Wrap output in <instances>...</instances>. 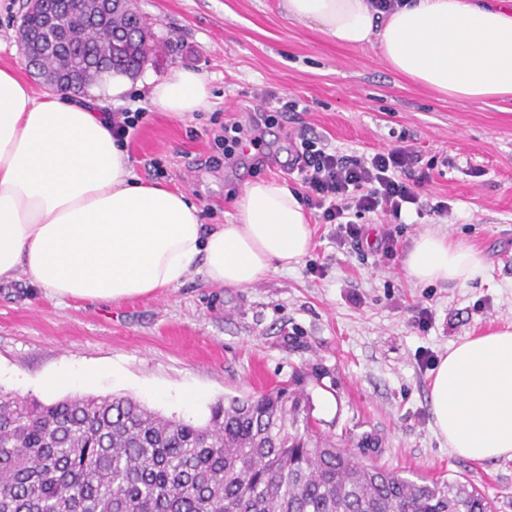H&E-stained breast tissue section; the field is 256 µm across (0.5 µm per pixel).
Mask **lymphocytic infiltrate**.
<instances>
[{
	"label": "lymphocytic infiltrate",
	"mask_w": 512,
	"mask_h": 512,
	"mask_svg": "<svg viewBox=\"0 0 512 512\" xmlns=\"http://www.w3.org/2000/svg\"><path fill=\"white\" fill-rule=\"evenodd\" d=\"M297 108L295 101L264 96L254 106L249 125H225L218 136L224 162L235 161L244 139L259 134L262 124L268 123L270 111ZM292 151L291 168L300 177L304 204L319 211L322 223L335 225L338 237L357 243L367 234L362 215L378 212L400 220L403 211L418 205V189L428 179L418 168L420 156L406 147L361 159L330 151L319 139L302 133L295 137Z\"/></svg>",
	"instance_id": "f902f5d3"
}]
</instances>
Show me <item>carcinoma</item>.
<instances>
[{
	"instance_id": "carcinoma-1",
	"label": "carcinoma",
	"mask_w": 512,
	"mask_h": 512,
	"mask_svg": "<svg viewBox=\"0 0 512 512\" xmlns=\"http://www.w3.org/2000/svg\"><path fill=\"white\" fill-rule=\"evenodd\" d=\"M93 9L54 7L53 27L22 17L47 84L142 68L152 34L139 15L91 23ZM306 379L219 401L204 425L129 396L43 404L0 391V512H494L469 483L412 480L337 446Z\"/></svg>"
}]
</instances>
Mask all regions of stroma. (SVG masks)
I'll list each match as a JSON object with an SVG mask.
<instances>
[{"label": "stroma", "instance_id": "obj_1", "mask_svg": "<svg viewBox=\"0 0 512 512\" xmlns=\"http://www.w3.org/2000/svg\"><path fill=\"white\" fill-rule=\"evenodd\" d=\"M26 0H0V66L30 72L19 50ZM157 39L115 112L143 115L125 149L134 175L186 193L205 224H225L246 183L274 178L298 188L290 144L299 129L343 155L397 146L417 151L431 179L423 201L448 213L402 221L363 218L370 238L392 230L396 253L355 247L312 217L314 246L295 268L245 288L200 272L162 292L120 302L48 297L28 275L0 283V390L48 403L128 395L164 417L206 423L218 400L257 395L299 369L324 368L308 384L313 415L337 445L379 442L373 459L403 476L466 481L512 512V459L451 454L432 428L430 385L452 343L512 324V98L460 102L381 63L371 46L336 44L288 18L282 0H133ZM189 66L207 80L205 108L176 118L151 105V81ZM298 101L274 114L261 150L210 164L224 124L245 121L265 93ZM435 228L479 247L484 278L417 284L403 267L414 238ZM97 369L95 381L80 374ZM64 375L45 391L43 379Z\"/></svg>", "mask_w": 512, "mask_h": 512}]
</instances>
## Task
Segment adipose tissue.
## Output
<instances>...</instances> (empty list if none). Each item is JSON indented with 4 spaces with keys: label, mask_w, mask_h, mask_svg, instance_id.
Instances as JSON below:
<instances>
[{
    "label": "adipose tissue",
    "mask_w": 512,
    "mask_h": 512,
    "mask_svg": "<svg viewBox=\"0 0 512 512\" xmlns=\"http://www.w3.org/2000/svg\"><path fill=\"white\" fill-rule=\"evenodd\" d=\"M289 18L336 43L377 45L393 72L449 98L512 97V0H404L384 14L367 0H283ZM131 89L105 76L87 93L35 95L0 68V282L29 275L57 298L116 302L180 284L191 270L226 288L299 264L312 230L299 194L276 179L249 182L226 224H204L188 195L136 180L104 115ZM210 98L204 76L176 68L155 82L153 106L176 117ZM422 284L484 276L482 251L425 231L404 258ZM437 434L458 457L512 459V327L466 338L433 372Z\"/></svg>",
    "instance_id": "obj_1"
}]
</instances>
